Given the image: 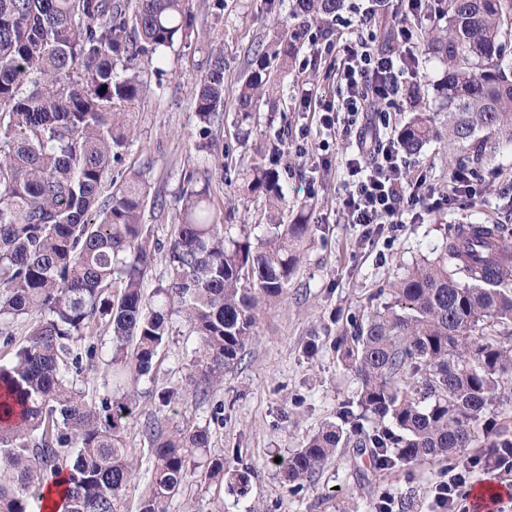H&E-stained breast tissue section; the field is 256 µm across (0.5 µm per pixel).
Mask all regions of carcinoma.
<instances>
[{"instance_id": "cac0c4a2", "label": "carcinoma", "mask_w": 512, "mask_h": 512, "mask_svg": "<svg viewBox=\"0 0 512 512\" xmlns=\"http://www.w3.org/2000/svg\"><path fill=\"white\" fill-rule=\"evenodd\" d=\"M341 0H296L300 19L275 33L240 86L251 113L276 87L268 67L290 68L299 29L326 21ZM444 26L422 32L448 65L444 119L416 112L401 128L409 156L442 136L448 157L481 165L512 146V0H438ZM199 39L193 0H0V334L30 321L0 365V512H116L137 459L125 432L138 385L152 379L172 308L198 338L186 383L198 399L242 360L262 309L282 299L311 237L302 212L284 221L279 171L256 162L242 189L264 198L266 234L226 235L211 208L209 170L189 175L168 249V281L148 295L153 259L139 171L113 184L112 161L134 136L126 106L143 97L142 61ZM224 107L223 52L211 55L194 99L210 125ZM455 227L440 252L408 268L335 348L358 376L356 414L344 406L282 464L299 485L337 448L355 444L384 469L446 458L484 438L488 462L512 455L497 426L512 399V243L495 224ZM111 333L113 388L87 401L74 378L95 363L93 325ZM377 420L372 432L360 420ZM150 473L138 512H168L191 483H224L226 458L209 454V427L163 430L148 421Z\"/></svg>"}]
</instances>
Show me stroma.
Masks as SVG:
<instances>
[{"label": "stroma", "mask_w": 512, "mask_h": 512, "mask_svg": "<svg viewBox=\"0 0 512 512\" xmlns=\"http://www.w3.org/2000/svg\"><path fill=\"white\" fill-rule=\"evenodd\" d=\"M296 0H193L200 38L191 47L174 45L162 53L160 66L148 67V93L128 106L135 136L112 164L113 178L131 169L145 171L148 196L144 222L159 249L145 284L153 290L167 280L163 247L173 235L182 207L183 177L190 171L212 169L211 202L231 235L261 219L260 197L242 192L247 169L265 159L277 163L291 204H306L311 240L281 301L260 315L258 327L240 364L224 371V382L206 400L183 397L163 407L149 388H178L185 383L187 364L197 345L180 315H173L170 334L156 358L153 383H141L138 408L126 443L138 460L137 476L117 504V512H137L148 481L149 443L143 424L158 419L164 429L187 424L209 427L211 450L249 469L247 494L223 486L187 485L169 504V512H375L382 498L393 501V512H439L434 489L448 477V464L423 460L382 469L355 448H341L312 481L297 487L285 482L277 464L301 448L307 436L335 420L346 402L355 400L360 383L336 351L338 337L351 335L374 305L389 300L391 283L407 266L434 247L442 246L444 228L457 224L505 223L512 232V196L498 190L512 186V149L503 150L477 167L484 192L457 201L396 230L345 223L337 211L340 172L355 148V140L340 136L331 142L332 163L322 169L312 154H296L297 143L317 146L326 139L316 112L299 110L300 87L311 83L325 96L341 86L336 56L325 49L329 34L364 41L374 52H387L377 23L362 22L370 0H344L333 28H309L295 53L293 66L278 76L273 102L260 103L251 115L240 114L236 97L250 73L257 50L279 30L293 26ZM224 54V110L210 129H203L194 112L200 80L209 56ZM420 77L419 107L440 113L436 85L444 66L414 46ZM467 163L466 155L449 158L446 140L424 147L421 155L402 158L411 176L448 186V163ZM232 207H225V199ZM317 349L306 353L308 340Z\"/></svg>", "instance_id": "1"}]
</instances>
